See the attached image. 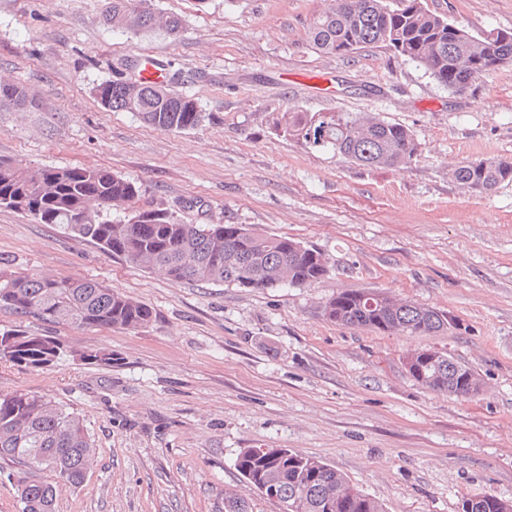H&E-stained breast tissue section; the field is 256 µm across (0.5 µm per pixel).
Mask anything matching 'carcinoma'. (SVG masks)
I'll return each instance as SVG.
<instances>
[{"label": "carcinoma", "instance_id": "obj_1", "mask_svg": "<svg viewBox=\"0 0 512 512\" xmlns=\"http://www.w3.org/2000/svg\"><path fill=\"white\" fill-rule=\"evenodd\" d=\"M105 21L133 34L162 31L176 36L182 21L153 10L147 0H109ZM313 46L344 55L365 47L394 51L422 66L452 93L512 63V32L473 34L422 6L421 0H331L309 30ZM95 97L108 110L134 112L144 122L180 131L199 127L205 113L197 102L163 83L122 78L106 81ZM29 95L17 83L0 82V104L23 107ZM276 131L315 149H331L360 166H396L413 159L417 144L405 126L376 116L349 112H284ZM451 178L469 190L482 185L494 191L512 181V162L479 159L462 164ZM141 196L138 182L104 168L34 167L23 160L0 159V206L20 211L39 224H61L125 262L172 282L195 280L235 288L269 289L310 285L327 272L323 255L301 242L269 235L242 224H189L162 208L137 210L114 222L110 212ZM344 290L328 299L323 317L334 324L362 326L379 333L425 336L448 325V316L411 299L375 290L377 308ZM77 328L139 330L156 314L149 305L88 278L23 274L0 267V310ZM13 342L0 349V360L21 368L44 369L62 354L53 336L32 337L22 329L0 333ZM80 359L112 364V351L84 352ZM474 370L463 365L448 376L435 363L425 377L412 378L432 392L467 398L475 391L462 383ZM42 448V461L28 449ZM94 454L79 416L44 395L16 390L0 392V460L17 465L15 493L22 512H55L56 487L37 480L47 470L59 481L81 485ZM236 467L246 482L263 492L274 480L284 497L300 501V512H385L381 503L351 485L320 460L276 449L260 454L240 450ZM243 497L224 494V512H249ZM462 512H512V501L490 495Z\"/></svg>", "mask_w": 512, "mask_h": 512}]
</instances>
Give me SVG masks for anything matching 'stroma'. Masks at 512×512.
<instances>
[{"mask_svg": "<svg viewBox=\"0 0 512 512\" xmlns=\"http://www.w3.org/2000/svg\"><path fill=\"white\" fill-rule=\"evenodd\" d=\"M422 2L475 33L512 31V0ZM151 4L182 18L180 35L112 29L103 0H0V80L33 100L0 110V158L107 168L140 184L141 207L294 238L328 272L264 290L172 282L0 206V263L92 278L156 313L130 331L0 311L1 330L67 348L43 370L0 362V391L70 407L96 448L84 483L59 486L56 512H224L228 492L281 512L238 472L244 448L317 458L386 512H461L478 493L512 501V182L481 195L448 177L471 160L512 161V65L452 94L383 48L316 51L308 30L330 0ZM142 56L197 101L200 127H154L97 102L96 85L135 79ZM287 110L376 115L410 129L418 152L363 167L278 134ZM347 289L410 298L448 326L406 336L326 321L324 303ZM97 348L111 365L80 360ZM421 348L476 370L481 392L424 388L404 365Z\"/></svg>", "mask_w": 512, "mask_h": 512, "instance_id": "stroma-1", "label": "stroma"}]
</instances>
